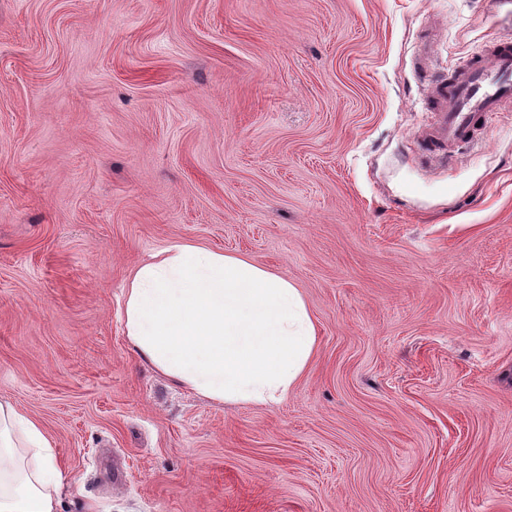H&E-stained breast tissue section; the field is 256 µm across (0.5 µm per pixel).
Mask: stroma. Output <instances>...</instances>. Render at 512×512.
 <instances>
[{
	"label": "stroma",
	"mask_w": 512,
	"mask_h": 512,
	"mask_svg": "<svg viewBox=\"0 0 512 512\" xmlns=\"http://www.w3.org/2000/svg\"><path fill=\"white\" fill-rule=\"evenodd\" d=\"M499 2L0 0V398L60 512H512V103L422 146ZM172 240L300 288L286 400L132 351L128 274Z\"/></svg>",
	"instance_id": "1"
}]
</instances>
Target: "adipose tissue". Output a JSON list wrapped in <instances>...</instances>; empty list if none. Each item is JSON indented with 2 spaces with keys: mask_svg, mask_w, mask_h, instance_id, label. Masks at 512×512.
<instances>
[{
  "mask_svg": "<svg viewBox=\"0 0 512 512\" xmlns=\"http://www.w3.org/2000/svg\"><path fill=\"white\" fill-rule=\"evenodd\" d=\"M123 312L140 358L219 403L284 401L316 349L315 322L293 282L248 257L185 242L132 270ZM63 481L41 425L0 400V512H59Z\"/></svg>",
  "mask_w": 512,
  "mask_h": 512,
  "instance_id": "obj_1",
  "label": "adipose tissue"
}]
</instances>
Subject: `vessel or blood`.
<instances>
[{"label":"vessel or blood","mask_w":512,"mask_h":512,"mask_svg":"<svg viewBox=\"0 0 512 512\" xmlns=\"http://www.w3.org/2000/svg\"><path fill=\"white\" fill-rule=\"evenodd\" d=\"M430 97L438 121L424 142L439 157L447 147L468 140L476 127L486 126L503 103L512 102V40L492 39L452 83L434 85Z\"/></svg>","instance_id":"b4317fda"}]
</instances>
